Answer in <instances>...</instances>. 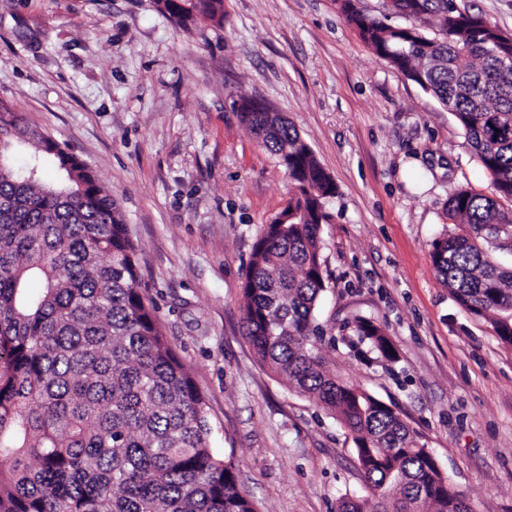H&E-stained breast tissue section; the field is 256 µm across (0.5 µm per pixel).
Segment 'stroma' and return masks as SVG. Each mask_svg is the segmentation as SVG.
I'll return each mask as SVG.
<instances>
[{
	"mask_svg": "<svg viewBox=\"0 0 512 512\" xmlns=\"http://www.w3.org/2000/svg\"><path fill=\"white\" fill-rule=\"evenodd\" d=\"M290 121L332 177L321 226L326 335L380 326L383 364L323 344L328 369L396 405L471 512H512V345L436 271L449 196L493 195L454 116L378 58L338 0H224L179 25L155 0H0V99L77 153L116 198L143 292L204 395L212 446L259 512L359 496L352 434L244 336L253 245L293 192L234 109Z\"/></svg>",
	"mask_w": 512,
	"mask_h": 512,
	"instance_id": "stroma-1",
	"label": "stroma"
}]
</instances>
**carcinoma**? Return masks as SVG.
I'll return each instance as SVG.
<instances>
[{
  "label": "carcinoma",
  "instance_id": "cac0c4a2",
  "mask_svg": "<svg viewBox=\"0 0 512 512\" xmlns=\"http://www.w3.org/2000/svg\"><path fill=\"white\" fill-rule=\"evenodd\" d=\"M392 25L361 0L341 10L375 54L452 112L497 198L458 189L432 262L466 310L512 344V37L450 0H399ZM185 24L224 23V0H156ZM243 121L299 192L257 239L242 286L244 335L288 386L353 434L366 495L338 512H469L420 436L387 403L326 368L315 311L326 290L320 228L331 177L292 124L242 99ZM24 147L29 164L10 155ZM37 280L33 294L29 283ZM360 353L394 348L373 322L339 327ZM207 403L144 297L124 217L95 170L0 99V512H257L211 446Z\"/></svg>",
  "mask_w": 512,
  "mask_h": 512
}]
</instances>
